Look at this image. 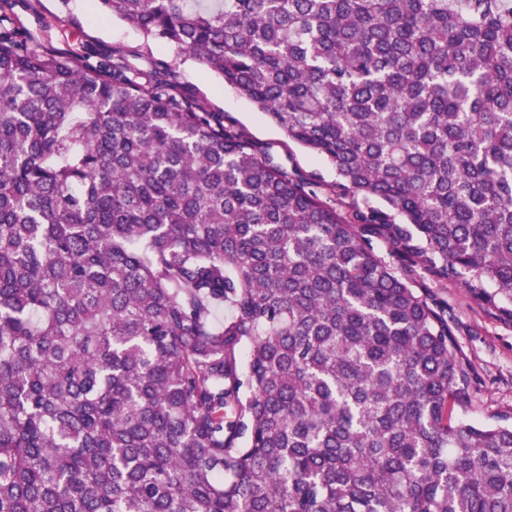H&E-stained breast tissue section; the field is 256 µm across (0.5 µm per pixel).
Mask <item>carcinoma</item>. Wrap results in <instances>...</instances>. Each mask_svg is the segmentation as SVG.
<instances>
[{
	"label": "carcinoma",
	"mask_w": 512,
	"mask_h": 512,
	"mask_svg": "<svg viewBox=\"0 0 512 512\" xmlns=\"http://www.w3.org/2000/svg\"><path fill=\"white\" fill-rule=\"evenodd\" d=\"M97 2L386 209L0 15V512H512V414L455 415L475 368L367 240L512 321V0Z\"/></svg>",
	"instance_id": "1"
}]
</instances>
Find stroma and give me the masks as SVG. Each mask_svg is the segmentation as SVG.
<instances>
[{"mask_svg": "<svg viewBox=\"0 0 512 512\" xmlns=\"http://www.w3.org/2000/svg\"><path fill=\"white\" fill-rule=\"evenodd\" d=\"M0 13L35 42L79 51L92 64L121 55L144 69L163 66L195 101L224 113L250 142L269 151L275 163L309 177L317 195L342 215L367 208L361 195L341 190L326 158L289 140L264 112L191 54L147 37L127 21L103 17L96 0H0ZM407 277L424 289L431 303L448 310L456 340L483 378L472 399L456 408V416L487 423L494 415L512 413V323L475 305L460 282H438L421 269Z\"/></svg>", "mask_w": 512, "mask_h": 512, "instance_id": "35a3bbf8", "label": "stroma"}]
</instances>
